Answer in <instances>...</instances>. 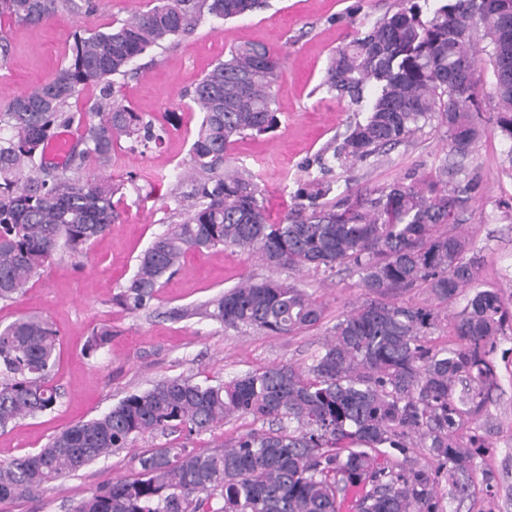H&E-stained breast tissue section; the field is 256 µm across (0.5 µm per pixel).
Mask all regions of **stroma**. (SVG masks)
<instances>
[{"mask_svg": "<svg viewBox=\"0 0 512 512\" xmlns=\"http://www.w3.org/2000/svg\"><path fill=\"white\" fill-rule=\"evenodd\" d=\"M396 0H269L266 9L223 21L208 20L188 38L154 54L137 78L121 91L125 105L168 133L162 145L133 151L120 140L108 174L121 190L113 201L117 223L98 237L86 255L55 257L17 299L0 302V324L35 314L46 318L60 336L53 383L59 397L50 412L0 430V461L36 453L63 428L99 416L124 397L145 391L159 380L191 377L228 381L278 363L310 364L321 343L332 336L337 320L362 305L366 295L357 273H296L273 268L239 249L187 252L178 273L159 289L149 310L132 313L114 297L133 275L138 256L155 237L178 222L181 206L170 193L189 165V151L201 113L181 97L231 47L260 42L285 57L276 86L280 125L271 135L239 140L232 156L255 172L270 222L276 223L294 202L299 183L316 176L310 160L341 138L355 107L322 89L329 57L355 32L370 27ZM74 21L28 26L0 22L9 53L0 59V106L20 92L48 80L67 57ZM448 148L444 128L428 124L409 142L387 155L335 170L330 201L355 198L394 182L421 184L433 179ZM512 143L484 130L474 145L467 176L476 189L458 212L457 230L483 257V287L500 290L512 305V172L505 160ZM294 281L324 306L318 327L292 336L252 328L229 329L185 309L198 306L246 278ZM109 326L112 339L93 356L84 345L94 328ZM494 358L500 387L488 412L478 421L484 448L475 458L478 494L462 512H512V335L496 339ZM249 418H230L201 434L157 432L99 459L55 482L46 492L0 502V512H72L95 488L116 478H134L145 450L172 443L191 448H220L256 429Z\"/></svg>", "mask_w": 512, "mask_h": 512, "instance_id": "obj_1", "label": "stroma"}]
</instances>
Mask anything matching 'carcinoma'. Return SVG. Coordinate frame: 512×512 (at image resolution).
Listing matches in <instances>:
<instances>
[{
    "mask_svg": "<svg viewBox=\"0 0 512 512\" xmlns=\"http://www.w3.org/2000/svg\"><path fill=\"white\" fill-rule=\"evenodd\" d=\"M398 0L361 36L333 54L321 86L338 100L367 102L331 154L315 163L325 176L408 141L435 121L448 133L436 178L401 182L359 194L342 208L318 202L330 192L297 189L283 219L269 221L255 175L230 151L247 135L277 126L274 88L283 58L260 43L230 49L193 89L186 106L202 114L190 167L175 194L185 217L139 256L116 300L146 309L189 250L219 247L257 254L294 271L358 273L369 295L338 320L331 341L300 370L274 364L229 381L164 379L126 396L98 417L71 425L37 453L0 462V501L44 492L84 466L167 429L189 434L230 416L269 421L222 448L184 444L151 448L133 479H117L81 500L73 512H443L472 494L480 439L462 434L481 416L499 386L496 337L512 332V311L493 289L475 290L456 313L457 342L427 345L439 314L389 300L425 288L451 306L480 281L481 257L449 227L461 203L452 183L465 173L482 127L512 142V0ZM151 7L105 30L73 33L71 58L39 87L0 107V301L22 294L50 259L73 257L118 220L112 197L121 185L99 176L112 165L114 142L162 144L166 129L116 98L138 73L134 62L185 38L208 19L240 18L267 0H150ZM101 0H0L6 17L32 29L81 14ZM487 43L496 103L479 110L473 53ZM87 85L98 95L81 110L72 99ZM76 140L60 166L46 164L57 130ZM201 315L227 328L275 335L309 330L321 303L294 282L246 279L213 297ZM98 328L86 350L108 343ZM60 338L41 316L0 325V428L54 409L51 379ZM423 447L435 465L412 460Z\"/></svg>",
    "mask_w": 512,
    "mask_h": 512,
    "instance_id": "1",
    "label": "carcinoma"
}]
</instances>
